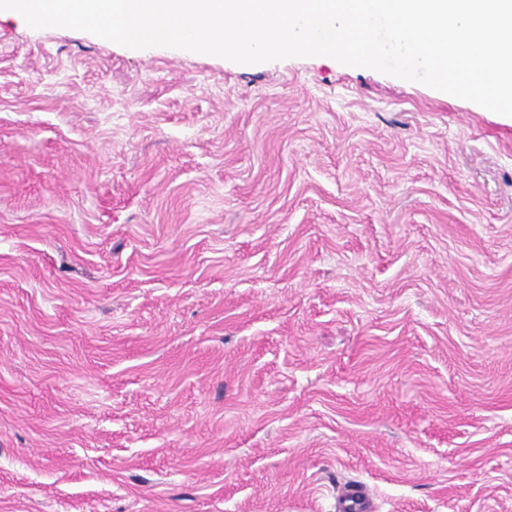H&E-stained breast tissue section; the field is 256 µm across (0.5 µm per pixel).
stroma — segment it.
Wrapping results in <instances>:
<instances>
[{"instance_id":"35a3bbf8","label":"stroma","mask_w":512,"mask_h":512,"mask_svg":"<svg viewBox=\"0 0 512 512\" xmlns=\"http://www.w3.org/2000/svg\"><path fill=\"white\" fill-rule=\"evenodd\" d=\"M512 512V116L323 57L0 17V512ZM369 496L366 489L357 484H348L341 488L338 499L342 512H367Z\"/></svg>"}]
</instances>
